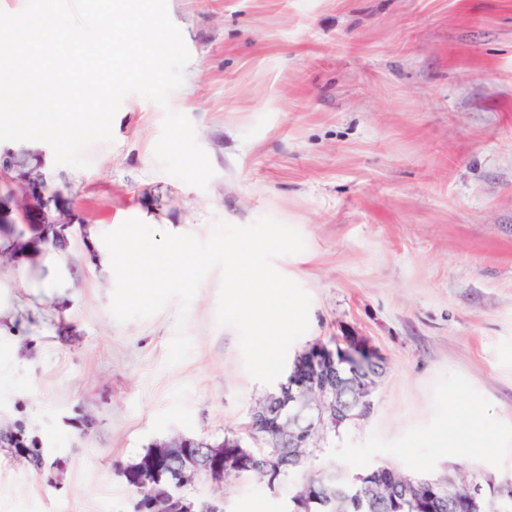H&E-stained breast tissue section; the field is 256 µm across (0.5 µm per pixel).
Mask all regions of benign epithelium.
Here are the masks:
<instances>
[{
  "mask_svg": "<svg viewBox=\"0 0 512 512\" xmlns=\"http://www.w3.org/2000/svg\"><path fill=\"white\" fill-rule=\"evenodd\" d=\"M21 158L10 148H0V186H10L13 173L18 171ZM24 202L12 208L10 202L0 195L1 224H70L65 212L54 215L50 210V199L46 196V184L40 179L26 180L23 194ZM342 350L343 359L356 368L352 372L351 382L357 385V402L346 407L336 397V385L331 376L336 371V350L322 342L306 346L295 358L299 373L295 387L284 395H273L266 403L254 410L252 428L261 431V437L274 448L291 446L301 448L304 442L300 437L310 435L326 423L340 425L346 421L366 417L372 408L371 396L377 386L380 375H357V370L367 368L374 361V353L358 336H345ZM194 440L180 437L153 445L151 458L153 466L145 470L135 463L126 469L134 478L147 475L152 481L163 485L162 495L157 503L149 508L155 512H194L193 504L184 503L173 494V490L200 479L213 484L224 483V449L209 448L204 462L197 461L198 449L191 447ZM336 475L330 476V497L339 512H347L353 503L342 493H336ZM456 478L451 475L427 480L415 486V491L432 494L437 489L448 491V498H454ZM495 486V482L482 476L472 480L467 497L454 503L458 512H485L486 488Z\"/></svg>",
  "mask_w": 512,
  "mask_h": 512,
  "instance_id": "1",
  "label": "benign epithelium"
}]
</instances>
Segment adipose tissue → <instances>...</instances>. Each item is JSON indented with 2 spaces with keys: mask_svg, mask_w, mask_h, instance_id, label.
<instances>
[{
  "mask_svg": "<svg viewBox=\"0 0 512 512\" xmlns=\"http://www.w3.org/2000/svg\"><path fill=\"white\" fill-rule=\"evenodd\" d=\"M139 225H130L120 239L112 246L102 243V230L99 225H89L86 239L94 252V260L102 267L118 275L133 292H141L148 286L144 278V270L156 267L162 270L165 279L182 283L192 282L195 270L200 263L199 257L189 246L187 237L170 232L160 236L151 249H143L139 239ZM41 242H32L30 237H22L9 241L0 240V251L13 254L32 270L41 274L38 287L44 288L48 294H59L62 284L53 270L59 263L61 254L49 247V240L55 239V228H46L41 232Z\"/></svg>",
  "mask_w": 512,
  "mask_h": 512,
  "instance_id": "obj_1",
  "label": "adipose tissue"
}]
</instances>
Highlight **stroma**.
Wrapping results in <instances>:
<instances>
[{
    "mask_svg": "<svg viewBox=\"0 0 512 512\" xmlns=\"http://www.w3.org/2000/svg\"><path fill=\"white\" fill-rule=\"evenodd\" d=\"M190 60L168 107L128 95L90 165L38 172L71 213L118 241L146 214L207 239L214 220L270 216L304 252L275 268L310 295L291 347L353 332L384 362L373 409L325 460L351 474L470 467L512 476V0H167ZM187 115L206 189L154 157L166 109ZM65 299L0 263V512H138L124 469L173 436L243 433L268 388L216 325L220 275L189 310L190 356L169 367L178 303L109 312L114 277L81 234ZM227 512H285L288 491L198 481Z\"/></svg>",
    "mask_w": 512,
    "mask_h": 512,
    "instance_id": "obj_1",
    "label": "stroma"
}]
</instances>
